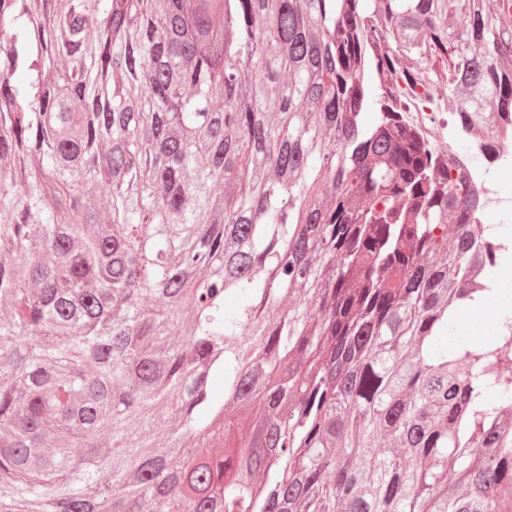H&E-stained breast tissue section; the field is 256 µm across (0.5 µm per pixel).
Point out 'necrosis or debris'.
I'll list each match as a JSON object with an SVG mask.
<instances>
[{
    "label": "necrosis or debris",
    "instance_id": "4bbe7bcc",
    "mask_svg": "<svg viewBox=\"0 0 512 512\" xmlns=\"http://www.w3.org/2000/svg\"><path fill=\"white\" fill-rule=\"evenodd\" d=\"M404 119L417 128L427 146L447 153L448 175L474 189L484 200L487 212L496 217L512 213V194H504L500 174H512V114L501 111L497 100H490L487 112L500 127L496 142L479 139L476 147L462 152L455 148V122L449 121L448 102L428 85L415 93L401 95Z\"/></svg>",
    "mask_w": 512,
    "mask_h": 512
}]
</instances>
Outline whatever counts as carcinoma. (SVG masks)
<instances>
[{"instance_id": "carcinoma-1", "label": "carcinoma", "mask_w": 512, "mask_h": 512, "mask_svg": "<svg viewBox=\"0 0 512 512\" xmlns=\"http://www.w3.org/2000/svg\"><path fill=\"white\" fill-rule=\"evenodd\" d=\"M396 81L495 140L512 0H0V512H512L483 202ZM475 312L474 307H470L461 311L457 317L453 328L448 336H459L467 339L482 341L494 335L496 323L488 321H475L472 314ZM479 328L483 330L476 332Z\"/></svg>"}]
</instances>
